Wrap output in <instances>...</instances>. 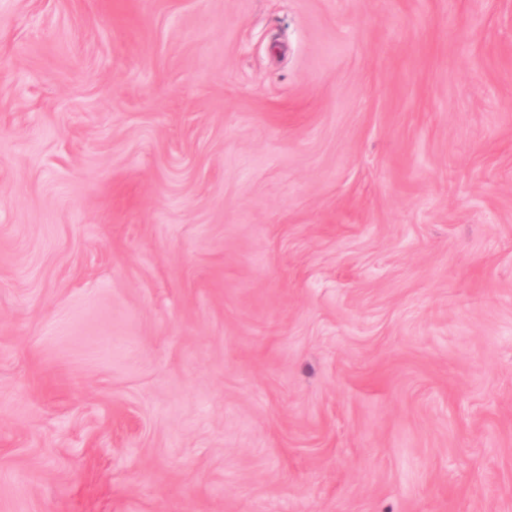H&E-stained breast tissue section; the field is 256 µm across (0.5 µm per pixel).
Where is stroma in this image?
I'll use <instances>...</instances> for the list:
<instances>
[{"mask_svg":"<svg viewBox=\"0 0 512 512\" xmlns=\"http://www.w3.org/2000/svg\"><path fill=\"white\" fill-rule=\"evenodd\" d=\"M0 512H512V0H0Z\"/></svg>","mask_w":512,"mask_h":512,"instance_id":"obj_1","label":"stroma"}]
</instances>
